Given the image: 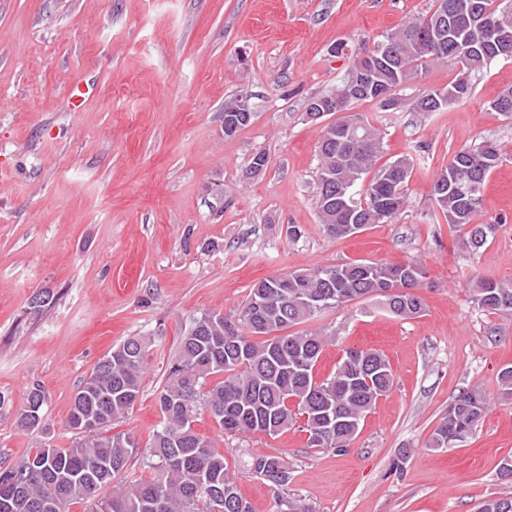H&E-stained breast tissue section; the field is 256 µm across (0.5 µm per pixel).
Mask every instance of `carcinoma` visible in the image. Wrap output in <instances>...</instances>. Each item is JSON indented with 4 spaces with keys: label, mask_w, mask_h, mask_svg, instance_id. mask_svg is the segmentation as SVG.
Returning <instances> with one entry per match:
<instances>
[{
    "label": "carcinoma",
    "mask_w": 512,
    "mask_h": 512,
    "mask_svg": "<svg viewBox=\"0 0 512 512\" xmlns=\"http://www.w3.org/2000/svg\"><path fill=\"white\" fill-rule=\"evenodd\" d=\"M430 14L411 17L378 39L352 50L359 63L369 45H391L387 65L369 88L350 92L348 79L332 91L310 98L328 103L336 114L361 102L383 111L406 106L413 112H439L469 99L472 81L425 88L410 98L402 92L420 72L443 63L469 74L486 68L502 54L476 51L468 29L487 16L508 33L503 45L512 51V7L499 0H437ZM238 101L224 102V123L241 130ZM512 120V88L491 104ZM381 140L367 116L338 118L323 127L318 143L316 209L324 234L343 239L370 224H390L404 210L413 160L407 156L378 164ZM504 161L498 144L483 141L458 150L435 177L434 208L453 232L462 233V248L475 254L494 238L497 225L477 222L485 184ZM426 276L415 261L357 260L296 270L254 284L238 313H204L192 319L169 364L167 383L157 394L161 419L154 430L144 466L150 476L126 485L123 474L138 442L114 431L142 395L150 338L133 336L113 347L80 383L71 403L67 429L75 436L69 448L46 444L15 463L0 465V512H68L79 500L87 512H253L238 490L236 478L214 442L194 428L199 411H207L229 436L270 438L298 425L308 434L307 447L341 453L359 433L361 422L393 386L389 360L374 349L348 348L336 369L321 380L318 362L328 337L318 331H291L327 310L352 301L379 299L392 315L419 316L425 305L414 292ZM396 290L394 294L386 289ZM471 299L483 310L512 314V285L480 278ZM500 396L512 399V364L498 374ZM47 394L38 381L28 385L15 424L22 431L48 429ZM490 407L479 387L463 391L448 405L428 439L430 448H452L471 434ZM249 470L275 487L291 480L280 454L250 457ZM110 494L105 495L103 491ZM478 512H512V497L484 500Z\"/></svg>",
    "instance_id": "cac0c4a2"
}]
</instances>
